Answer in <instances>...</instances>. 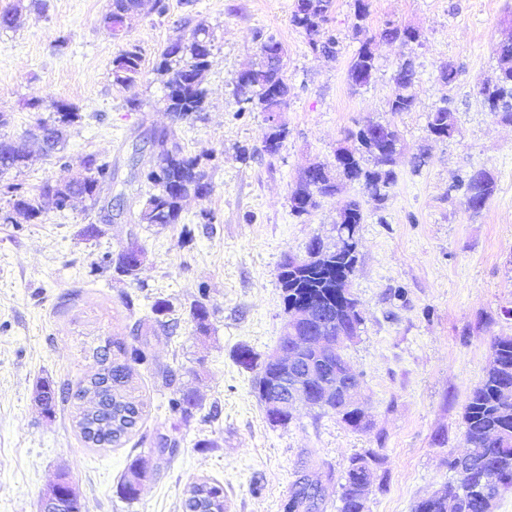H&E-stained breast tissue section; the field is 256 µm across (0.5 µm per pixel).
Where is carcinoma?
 <instances>
[{
    "instance_id": "cac0c4a2",
    "label": "carcinoma",
    "mask_w": 512,
    "mask_h": 512,
    "mask_svg": "<svg viewBox=\"0 0 512 512\" xmlns=\"http://www.w3.org/2000/svg\"><path fill=\"white\" fill-rule=\"evenodd\" d=\"M332 0H316L315 9L308 11L295 4L291 14L292 25L304 32L307 44L315 54L334 57L340 52L338 37L325 30L327 14ZM143 0H112V23L124 21L137 23L142 18ZM381 37L386 40L400 39L405 43L419 40L418 32L410 27H399L392 23L385 25ZM262 63L257 68L243 70L247 83L253 88V103L262 112L280 110L287 105L288 83L285 78L286 50L275 36H268L260 46ZM211 37L202 26L194 28L189 36H179L168 42L161 53L154 71L161 77L165 87L166 111L176 121L198 117L204 110L205 94L202 89L204 74L209 65ZM499 66L498 78L477 87V95L489 111L502 120L512 122V41L500 42L496 47ZM143 69V56L139 47L128 44L112 60L113 83L131 86L137 82ZM375 71V56L371 43L364 42L352 57L348 68V79L355 86L369 83ZM395 92L388 102L391 112H409L414 104L412 88L417 81L413 66L400 63L394 73ZM54 118L46 125L52 128V135L42 146L43 155L62 161L61 147L67 128L80 119L78 109L63 101L51 104ZM456 113L448 106L430 113L427 128L430 136L444 140L456 131ZM354 144L345 147L346 155L336 157V165L329 168L317 164L318 172L305 175L293 189L290 196L291 211L297 217L308 215L318 206L319 199L334 196L342 180L358 181L377 206L384 205L388 189L394 182L392 169L379 171L363 166L364 157L373 156L371 145L362 139V131L352 134ZM158 148L157 171L150 173L147 180L157 191L150 194L143 203L138 221L141 224H177L184 200L193 195L205 198L211 192L205 155H192L185 151L171 130H162L155 137ZM31 152L22 151L11 139H0V197L6 198L7 207L0 209L3 224H36L44 213L45 201H50L59 210L65 205L55 200L57 196L70 197L78 202H90L94 207L99 203V188L112 179V167L101 162L94 155L87 156L79 174L58 186L45 182L39 193L33 194L24 184L1 182L11 171L26 166ZM457 189L462 191L463 204L467 210L478 213L494 192V183L487 180L481 170L472 171L462 180ZM346 223L360 225L365 216L361 202L351 198L343 204ZM316 252L324 257L318 263H306L294 268L288 280L281 281L284 309L298 305H309L318 312V322L297 328L301 336L318 340L324 336L336 339V321L345 317L344 308L349 302H341L336 296V279H347L354 273L356 254L348 249L341 253L326 247L319 239L310 242L307 253ZM145 259L143 249L135 242L118 253H106L101 266L111 269L119 276L136 278ZM199 299L192 308L196 330L206 334L209 329L210 313L205 303L206 288L199 286ZM100 368L83 380L75 392L62 385L45 381L38 390V399L48 415H54L57 403L74 400L77 426L83 440L94 446L117 445L137 426L143 414L144 403L128 393L132 377L131 364H145L149 361L145 347L128 345L120 339L107 338L96 348ZM237 363L246 369L256 370L254 382L259 375H275L273 364L257 362V356L247 346L236 350ZM345 358L342 347H337L329 356L307 359L302 362L306 394L315 407L327 413L336 411V396L330 402H321V383L331 380L336 371L343 368ZM169 408L181 415H190L198 407L193 394L178 392L168 402ZM465 440L467 453L473 462L468 474L456 473L454 460L448 467L454 477L437 491L434 496L415 504L413 512H493L497 500L512 491V337L498 338L491 346L489 363L482 378L472 389L464 410ZM380 459L372 452L355 454L350 457L340 484L338 512H366L367 499L361 497L358 488L373 484L374 470ZM494 473L502 481L503 490L485 499L474 492L487 474ZM60 500L68 503V512H83L80 497H68L72 484L67 474H60ZM145 471L137 462H132L123 477L120 491L128 500H135L140 494ZM326 497L325 488L316 484L308 486L305 477H297L291 487L284 512H319ZM183 508L189 512L200 508L204 512H224V488L207 481L190 487Z\"/></svg>"
}]
</instances>
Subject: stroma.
Segmentation results:
<instances>
[{
  "label": "stroma",
  "instance_id": "35a3bbf8",
  "mask_svg": "<svg viewBox=\"0 0 512 512\" xmlns=\"http://www.w3.org/2000/svg\"><path fill=\"white\" fill-rule=\"evenodd\" d=\"M166 3L165 15L146 10L128 36L143 53L144 73L124 88L111 75L124 43L102 24L111 0H0V12L19 11L14 28L0 29V113L8 117L0 138L52 121V100L81 115L67 132L68 166L38 156L10 180L35 191L67 180L95 154L112 165L101 195L121 206L104 235L90 240L78 231L100 215L86 203L62 211L46 205L38 224L0 223V512H39L63 472L86 512H183L189 485L200 479L223 485L224 512H283L301 474L326 487L320 512H337L348 460L365 451L379 457L381 481L367 512H412L450 478L448 459L465 449L464 409L491 344L512 336V123L476 95L477 84L496 73V44L512 33V0H369L359 33L354 0H333L326 28L342 41L333 58L312 53L292 26L294 0ZM389 21L416 28L419 41L380 39ZM199 24L212 35L206 109L202 118L176 122L153 67L169 40ZM270 33L288 51L290 89L277 115L288 135L272 156L263 149L266 114L242 111L236 90ZM366 39L376 70L356 88L348 63ZM407 58L418 72L414 105L393 113V73ZM444 63L457 71L453 85L438 77ZM134 99L140 108L131 107ZM446 104L457 130L432 139L428 116ZM369 121L400 138L384 206L375 208L362 185L348 181L340 195L294 217L290 194L303 169L333 163L337 148ZM164 128L175 130L189 153L210 156L212 191L187 198L180 223L148 226L138 221L154 191L146 179L155 163L148 141ZM418 153L424 159L415 167L410 159ZM476 169L491 175L494 192L474 214L449 187ZM349 198L360 199L366 214L351 282L363 322L344 356L360 378L370 425L356 430L300 403L288 426H275L253 388V371L239 366L234 352L245 345L262 359L277 347L288 319L280 265L305 257L312 238L334 245L337 212ZM206 211L211 221H204ZM185 224L192 239L181 233ZM133 239L145 251L136 279L98 270L105 253ZM202 284L210 311L205 336L191 317ZM159 301L170 306L161 323L152 310ZM109 336L145 341L149 362L132 371L147 408L125 443L90 448L72 405L45 416L36 385H77L96 370L93 351ZM179 390L200 403L191 417L168 407ZM165 442L174 452H161ZM136 460L148 478L128 502L119 484Z\"/></svg>",
  "mask_w": 512,
  "mask_h": 512
}]
</instances>
